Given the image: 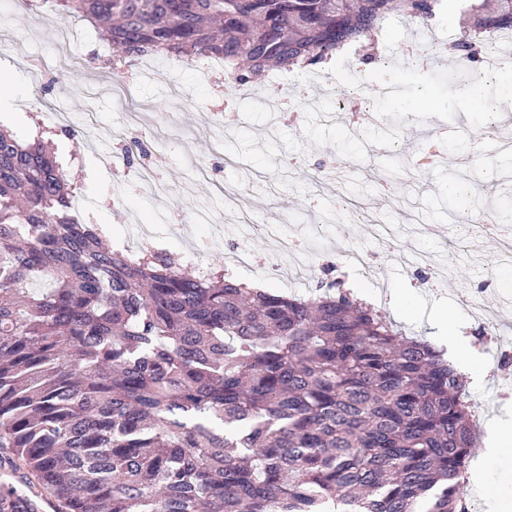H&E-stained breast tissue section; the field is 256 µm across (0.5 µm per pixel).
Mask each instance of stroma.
Segmentation results:
<instances>
[{
    "mask_svg": "<svg viewBox=\"0 0 512 512\" xmlns=\"http://www.w3.org/2000/svg\"><path fill=\"white\" fill-rule=\"evenodd\" d=\"M446 14L447 28L430 36L410 32L407 21L394 17L364 42L360 52L368 60L347 72V79L374 83L376 60L383 57L399 71L402 87L399 97L381 102V119L365 146L344 120H335L337 78L324 68H317L314 84L302 92L279 82L272 70L246 81L239 95L227 70L207 79L196 67L159 58L128 69L92 24L75 60L63 63L55 17L31 11L22 0H0V74L15 80L13 129L24 137H32L30 118L42 104L90 114L82 141L66 139L59 157L71 183L87 197L90 219L110 228L113 249L135 240L142 222L152 225L157 244L173 253L193 246L208 267L227 261L241 244L258 261L271 259L288 268L295 256L277 251L268 235L250 228L255 219L279 224L311 246L296 294H309L322 280L357 294L395 295L399 305L387 300L377 304V311L404 334L429 339L443 325L439 307L458 308L464 346L484 349L488 363L495 343L477 335V322L459 294L488 283L480 301L485 315L512 325V263L479 229L481 207L497 200L499 180L512 178V154L495 152L493 139L479 136L486 123L480 105L482 63H474L479 80L469 100L461 101L449 99L445 75L428 65L412 71L406 61L408 51L421 48L427 38L459 36L468 19L456 0H449ZM278 96L302 99L298 118L267 110V100ZM122 124L129 136L144 142L148 154L104 168L96 149L110 147L113 126ZM429 144L441 161L416 170L414 162ZM285 155L299 158V165L280 166ZM147 159L170 189L166 201L137 192L132 183ZM383 180L392 185L385 195L377 191ZM239 195L246 198L244 211L226 209V197ZM351 200L366 204L390 225L396 250L373 253L365 225L343 215ZM203 206L217 214L220 229L193 225L188 235H177L176 217ZM449 240L456 243V258L447 291L440 295L413 278L405 258L419 253L439 260ZM352 248L366 253L373 280L347 271L346 252ZM480 470L492 490L471 484L468 496L477 512H501L499 497L512 496V462L486 461Z\"/></svg>",
    "mask_w": 512,
    "mask_h": 512,
    "instance_id": "obj_1",
    "label": "stroma"
}]
</instances>
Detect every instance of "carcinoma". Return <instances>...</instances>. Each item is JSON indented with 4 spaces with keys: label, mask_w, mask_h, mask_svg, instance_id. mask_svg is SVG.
I'll return each instance as SVG.
<instances>
[{
    "label": "carcinoma",
    "mask_w": 512,
    "mask_h": 512,
    "mask_svg": "<svg viewBox=\"0 0 512 512\" xmlns=\"http://www.w3.org/2000/svg\"><path fill=\"white\" fill-rule=\"evenodd\" d=\"M471 0L453 47L512 31ZM129 57L303 70L442 0H33ZM43 136L0 124V466L61 512H467L463 375L338 287L250 288L72 222ZM21 487H0L20 512Z\"/></svg>",
    "instance_id": "1"
}]
</instances>
